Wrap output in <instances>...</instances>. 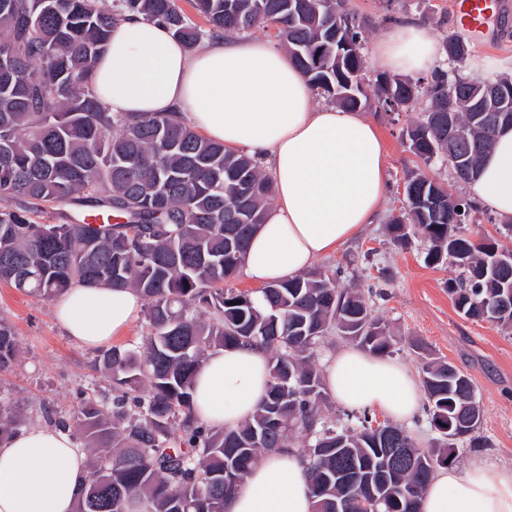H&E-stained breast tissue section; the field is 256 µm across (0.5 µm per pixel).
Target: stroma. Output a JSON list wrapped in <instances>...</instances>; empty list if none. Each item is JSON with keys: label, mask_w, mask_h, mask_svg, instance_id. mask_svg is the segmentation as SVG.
<instances>
[{"label": "stroma", "mask_w": 512, "mask_h": 512, "mask_svg": "<svg viewBox=\"0 0 512 512\" xmlns=\"http://www.w3.org/2000/svg\"><path fill=\"white\" fill-rule=\"evenodd\" d=\"M348 11L365 22L366 47H373L391 28L390 17L409 18L427 29L437 41L464 39L470 53L461 65L470 71L474 60L489 57L501 64L500 75L512 76V14L496 31L472 36L457 27L452 0H345ZM427 108L419 99L415 108L387 115L374 103L363 114L376 123L387 153V195L375 223L340 251L322 258V270H339L341 286L359 289L372 313L394 338L393 359L415 376L424 362L443 360L473 381L480 406L475 436L484 445L456 440V466L481 461L491 469L512 468V331L490 322L466 318L455 307L448 282L458 270L450 263L429 264L421 236L403 246L391 241L387 224L403 209L401 188L410 172L418 171L463 197L467 187L455 183L441 160L423 163L408 149L407 127L421 120ZM54 300L24 294L0 283V316L14 327L18 357L9 371L0 372V391L23 417L24 426L48 424L55 415L68 413L76 392L101 401L112 398V388L95 370L96 350L67 336L54 316Z\"/></svg>", "instance_id": "1"}]
</instances>
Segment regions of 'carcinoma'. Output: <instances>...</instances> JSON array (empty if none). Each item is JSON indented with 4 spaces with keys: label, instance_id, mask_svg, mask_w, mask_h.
Here are the masks:
<instances>
[{
    "label": "carcinoma",
    "instance_id": "carcinoma-1",
    "mask_svg": "<svg viewBox=\"0 0 512 512\" xmlns=\"http://www.w3.org/2000/svg\"><path fill=\"white\" fill-rule=\"evenodd\" d=\"M201 28L179 0H0V281L43 299L77 283L130 287L144 301L148 333L139 348L114 346L95 363L115 395L102 402L77 395L76 408L53 418L83 442L89 471L75 512H224V502L263 454L295 447L306 434V461L314 512H335L338 496L376 494L382 512H419L437 465L452 462L451 448L418 451L393 425L416 463L400 465L388 483L377 464L388 448L364 412L357 426L320 414L324 390L314 364L326 335L337 330L363 349L393 352L386 327L361 294L322 270L308 271L254 291L228 288L239 272L257 225L275 192L259 161L198 134L169 114L130 116L102 107L91 87L95 60L109 43L117 17L135 14L166 25L192 48L206 37L231 36L271 26L313 89L339 107L367 104L362 55L364 29L343 0H188ZM342 29L336 35V29ZM354 53L337 56L336 38ZM507 91L506 113L487 121L473 98L475 82L463 73L434 72L428 80L375 77L384 112L430 101L423 118L407 127L409 150L428 164L448 145L453 113L471 145L448 160L456 180L474 179L500 129L512 124V76L493 79ZM407 182L414 201L388 224L403 244L419 234L425 261L459 270L448 294L469 319L512 328V309H500L512 287V266H493L503 249L495 239L458 231L476 207L417 172ZM68 206L57 224L39 222L53 206ZM255 345L270 352L268 395L236 429H214L194 416L191 389L207 353ZM17 357L11 324L0 318V371ZM431 426L441 440L471 434L464 405L479 410L469 376H448V363L423 366ZM21 424L14 406L0 400V443ZM265 433L252 442L253 431ZM355 471V487L340 470Z\"/></svg>",
    "mask_w": 512,
    "mask_h": 512
}]
</instances>
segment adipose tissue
Returning a JSON list of instances; mask_svg holds the SVG:
<instances>
[{"label":"adipose tissue","instance_id":"obj_1","mask_svg":"<svg viewBox=\"0 0 512 512\" xmlns=\"http://www.w3.org/2000/svg\"><path fill=\"white\" fill-rule=\"evenodd\" d=\"M439 61L436 40L421 26L397 23L373 48V66L426 74ZM91 83L112 113L173 114L227 149L264 159L275 201L259 225L242 271L265 286L306 273L374 223L387 191L386 151L375 123L333 105L315 106L313 89L289 53L263 40L220 38L188 48L156 22L116 21ZM470 198L512 218V128L502 130L468 185ZM131 288L79 284L55 302L68 336L106 349L138 316ZM269 356L257 346L211 351L193 390L196 418L234 429L252 418L267 394ZM329 396L348 410L376 409L400 423L425 396L411 371L356 347L331 355ZM87 457L69 431L29 427L0 444V512H74ZM224 512H313L298 449L265 454L224 504ZM420 512H512V469L472 462L438 471Z\"/></svg>","mask_w":512,"mask_h":512}]
</instances>
